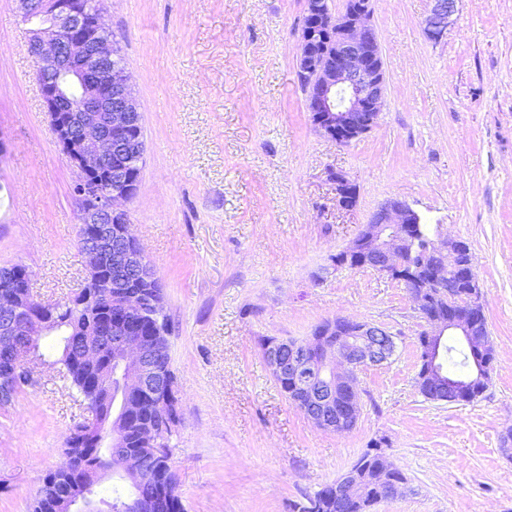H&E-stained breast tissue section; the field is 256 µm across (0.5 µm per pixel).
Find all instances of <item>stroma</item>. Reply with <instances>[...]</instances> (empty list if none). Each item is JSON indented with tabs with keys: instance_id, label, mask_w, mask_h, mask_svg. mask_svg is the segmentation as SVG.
<instances>
[{
	"instance_id": "35a3bbf8",
	"label": "stroma",
	"mask_w": 512,
	"mask_h": 512,
	"mask_svg": "<svg viewBox=\"0 0 512 512\" xmlns=\"http://www.w3.org/2000/svg\"><path fill=\"white\" fill-rule=\"evenodd\" d=\"M306 0H104L142 113L126 202L164 298L180 419L169 464L185 512H290L373 440L405 474L371 512H512V0H459L440 42L432 0H372L385 79L375 126L346 145L297 81ZM29 32L0 0V267L52 303L79 292L77 175L35 78ZM357 185L337 207L330 172ZM409 203L466 242L495 360L482 395L420 393L423 323L407 288L333 267L382 203ZM347 316L386 327L390 363L359 374L347 432L313 426L261 349ZM84 405L52 370L0 408V512H33Z\"/></svg>"
}]
</instances>
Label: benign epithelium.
Returning a JSON list of instances; mask_svg holds the SVG:
<instances>
[{
	"mask_svg": "<svg viewBox=\"0 0 512 512\" xmlns=\"http://www.w3.org/2000/svg\"><path fill=\"white\" fill-rule=\"evenodd\" d=\"M22 20L30 25L29 53L38 67L37 81L67 162L78 173L79 224L87 228L81 238V259L88 276L103 288L97 296L105 304L106 317L96 327H86L77 341L82 358L92 363L109 358L119 371L122 394L112 415L95 412L79 423L86 432H101V447H120L116 431L123 414L150 399L162 404L170 387L157 365L156 353L137 330L130 314L142 303L143 294L132 290L134 277L149 278L151 268L130 230L126 210L119 203L130 199L134 172L125 169L124 157L141 153L145 143L139 135L141 113L133 95L126 64L117 43L107 34L103 9L89 0H17ZM457 0H433L424 20L427 39L439 42L448 30ZM371 0H351L343 16L329 12L323 0H312L305 12L300 61L311 74L306 105L316 127L345 145L359 138L376 123L384 96L385 80L378 36L369 24ZM330 36L336 41L331 56L311 53L309 42ZM111 175L110 186L100 187V176ZM340 208L353 209L351 181L330 174ZM421 232V217L407 203L390 199L371 216L348 248L336 254L338 267L351 258L362 265L401 281L425 322L421 333L418 379L434 393L461 391L473 385L480 374L459 381L448 377L440 363V351L448 336L466 338L480 349V324L471 313L449 307L438 313L429 309L426 289L446 301L448 271L455 264V241L441 234L431 240L433 249L448 258L429 272L425 287H416L418 271L406 268V247ZM31 274L21 276L10 269L0 275V354L5 366L0 373V405L12 402L13 369L23 368L36 378L48 367L38 355L40 341L59 329L48 314L28 313L13 319L27 299L36 303L30 290ZM27 333L25 344L17 336ZM264 358L275 379L290 383L288 397L315 427L344 433L359 417L358 372L387 362L393 355V336L384 327L350 317L336 318V338L304 341L271 338L262 344ZM382 470L397 476L388 494L398 495L406 484L401 470L381 460ZM121 476L134 481L143 473L141 458L124 453L115 466ZM100 473L59 503V512H88L92 487ZM340 510L364 491L360 471L351 468L329 486Z\"/></svg>",
	"mask_w": 512,
	"mask_h": 512,
	"instance_id": "7a95c632",
	"label": "benign epithelium"
}]
</instances>
